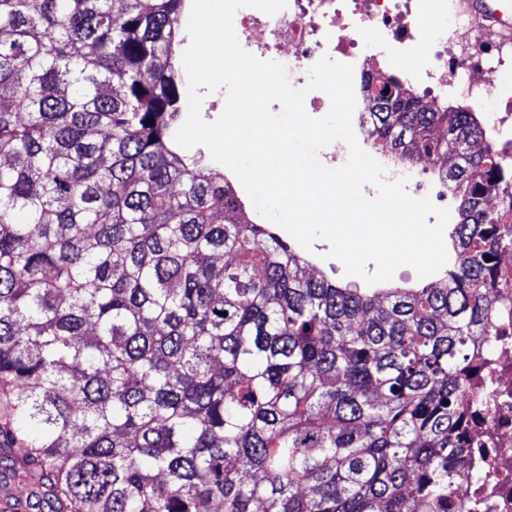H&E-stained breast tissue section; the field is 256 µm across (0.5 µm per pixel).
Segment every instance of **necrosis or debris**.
I'll list each match as a JSON object with an SVG mask.
<instances>
[{
	"instance_id": "necrosis-or-debris-1",
	"label": "necrosis or debris",
	"mask_w": 512,
	"mask_h": 512,
	"mask_svg": "<svg viewBox=\"0 0 512 512\" xmlns=\"http://www.w3.org/2000/svg\"><path fill=\"white\" fill-rule=\"evenodd\" d=\"M448 26L431 29L429 0H287L273 15L240 9L234 19L241 47L264 61L281 63L289 80L304 86L322 57L352 65L356 108L352 127L360 147L374 149L367 115L372 90L391 67L404 72L403 85L431 102H471L495 89V74L512 46L495 40L458 0H440ZM484 149L512 165V92L485 122ZM383 178L405 179L410 196L428 194L447 204L444 179H431L436 160L411 165L375 151ZM506 287L495 289L496 336L492 346L473 350L476 383L462 398L466 463L457 479L460 512H512V263H501Z\"/></svg>"
}]
</instances>
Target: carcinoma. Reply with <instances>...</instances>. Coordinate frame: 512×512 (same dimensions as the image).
<instances>
[{"label": "carcinoma", "instance_id": "carcinoma-1", "mask_svg": "<svg viewBox=\"0 0 512 512\" xmlns=\"http://www.w3.org/2000/svg\"><path fill=\"white\" fill-rule=\"evenodd\" d=\"M187 0H0V460L37 512H458L512 181L388 77L368 132L453 155L444 275L346 288L180 154ZM26 220L19 222L16 215Z\"/></svg>", "mask_w": 512, "mask_h": 512}]
</instances>
